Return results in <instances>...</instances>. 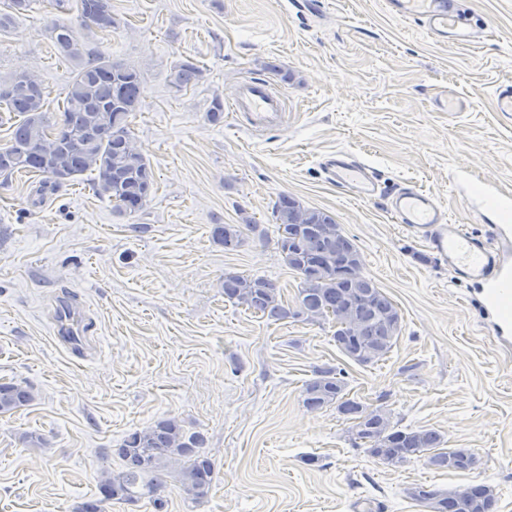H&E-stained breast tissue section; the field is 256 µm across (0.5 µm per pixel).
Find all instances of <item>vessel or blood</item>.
<instances>
[{
  "instance_id": "1",
  "label": "vessel or blood",
  "mask_w": 512,
  "mask_h": 512,
  "mask_svg": "<svg viewBox=\"0 0 512 512\" xmlns=\"http://www.w3.org/2000/svg\"><path fill=\"white\" fill-rule=\"evenodd\" d=\"M396 16L422 20L428 33L436 39L469 41V23L458 7L457 0H386ZM237 115L245 116L253 127L269 128L285 118L281 98L263 82H251L241 87L230 103ZM323 168L330 181L357 198L376 195L378 179L374 169L350 153L328 154ZM473 202H488L493 207V225L499 239L512 235V197L495 193L490 184L477 182L468 188ZM389 213L395 223L421 234L425 243L447 259L454 272L486 290V296L497 317L500 335L512 332V256L504 250L490 248L475 239L462 226L450 223L448 211L437 197L414 186L395 188L389 202Z\"/></svg>"
}]
</instances>
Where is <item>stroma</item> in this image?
Returning <instances> with one entry per match:
<instances>
[{
	"instance_id": "35a3bbf8",
	"label": "stroma",
	"mask_w": 512,
	"mask_h": 512,
	"mask_svg": "<svg viewBox=\"0 0 512 512\" xmlns=\"http://www.w3.org/2000/svg\"><path fill=\"white\" fill-rule=\"evenodd\" d=\"M463 2L476 38L453 46L385 0H112L118 24L96 40L142 73L131 130L156 187L130 217L85 177L37 204L39 177L0 176V381L34 394L0 416V512H79L103 472L123 471L128 433L163 417L204 435L214 465L197 502L164 471V512H423L411 487L478 483L495 488L494 512H512V335H496L481 286L456 278L387 209L389 193L412 183L489 242L486 212L460 180L512 195V112L497 105L512 87V0ZM74 18L34 0L0 33V77L36 73L53 112L70 68L44 29ZM183 61L202 77L175 95L166 77ZM257 79L284 97L279 127L229 111L207 121L214 98ZM338 150L376 169L377 196L327 181L320 161ZM282 194L332 213L362 275L399 308L402 331L381 361L341 354L330 323L273 321L225 299L228 273L294 297L272 217ZM216 224L247 225L243 245L213 242ZM59 304L94 318L92 336L65 342ZM324 366L343 370L351 397L440 432L480 467L372 457L335 407H305V384ZM27 432L42 447H26Z\"/></svg>"
}]
</instances>
